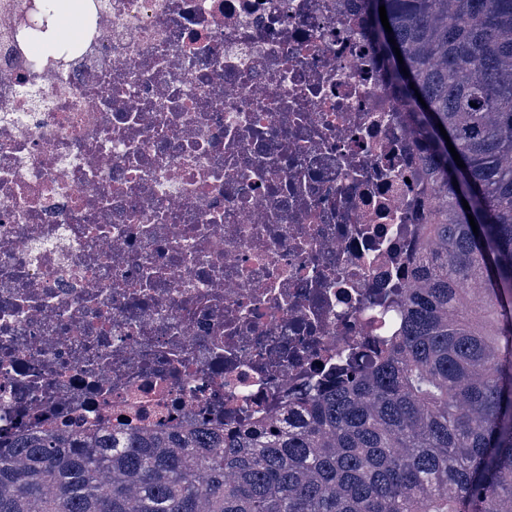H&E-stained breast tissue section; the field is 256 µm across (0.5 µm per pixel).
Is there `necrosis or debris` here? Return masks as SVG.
<instances>
[{
    "instance_id": "obj_1",
    "label": "necrosis or debris",
    "mask_w": 512,
    "mask_h": 512,
    "mask_svg": "<svg viewBox=\"0 0 512 512\" xmlns=\"http://www.w3.org/2000/svg\"><path fill=\"white\" fill-rule=\"evenodd\" d=\"M6 2L1 445L266 422L396 335L435 191L355 0Z\"/></svg>"
}]
</instances>
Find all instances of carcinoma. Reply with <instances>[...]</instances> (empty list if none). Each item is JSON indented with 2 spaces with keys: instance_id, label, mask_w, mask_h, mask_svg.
Instances as JSON below:
<instances>
[{
  "instance_id": "cac0c4a2",
  "label": "carcinoma",
  "mask_w": 512,
  "mask_h": 512,
  "mask_svg": "<svg viewBox=\"0 0 512 512\" xmlns=\"http://www.w3.org/2000/svg\"><path fill=\"white\" fill-rule=\"evenodd\" d=\"M358 2L439 195L399 335L271 423L22 436L0 512H512V0Z\"/></svg>"
}]
</instances>
